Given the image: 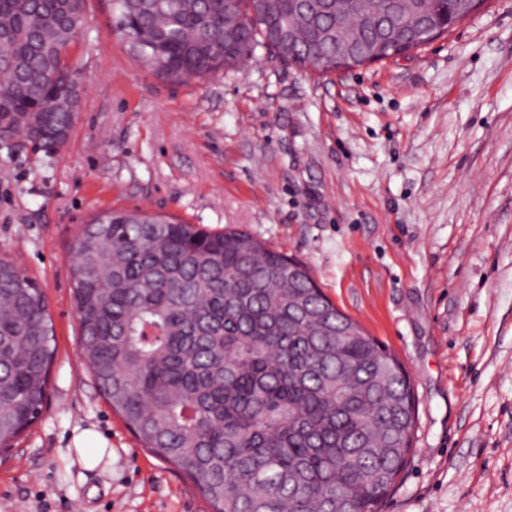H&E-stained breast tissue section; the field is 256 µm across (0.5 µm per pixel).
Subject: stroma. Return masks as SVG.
I'll return each instance as SVG.
<instances>
[{"label": "stroma", "mask_w": 512, "mask_h": 512, "mask_svg": "<svg viewBox=\"0 0 512 512\" xmlns=\"http://www.w3.org/2000/svg\"><path fill=\"white\" fill-rule=\"evenodd\" d=\"M73 56L63 151L0 150V255L44 289L56 339L40 416L0 451V512H212L80 353L74 243L112 206L248 232L403 362L414 451L380 512H512V0L332 75L260 49L184 83L133 53L112 0H86ZM85 428L108 465L82 468ZM73 446L84 468H96L105 456H112L109 442L97 431L84 429L73 438Z\"/></svg>", "instance_id": "obj_1"}]
</instances>
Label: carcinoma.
<instances>
[{
    "instance_id": "carcinoma-1",
    "label": "carcinoma",
    "mask_w": 512,
    "mask_h": 512,
    "mask_svg": "<svg viewBox=\"0 0 512 512\" xmlns=\"http://www.w3.org/2000/svg\"><path fill=\"white\" fill-rule=\"evenodd\" d=\"M465 0H113L133 52L172 82L242 63L270 29L291 30L288 61L336 68L381 40L413 50L467 17ZM85 0H0V143L37 139L48 113L71 133L80 94L70 55ZM248 38L224 42V29ZM107 209L86 224L72 265L80 349L103 396L141 446L176 465L213 512H379L412 451L417 414L400 360L316 286L307 269L246 232L209 233ZM56 350L48 299L0 257V446L38 419Z\"/></svg>"
}]
</instances>
